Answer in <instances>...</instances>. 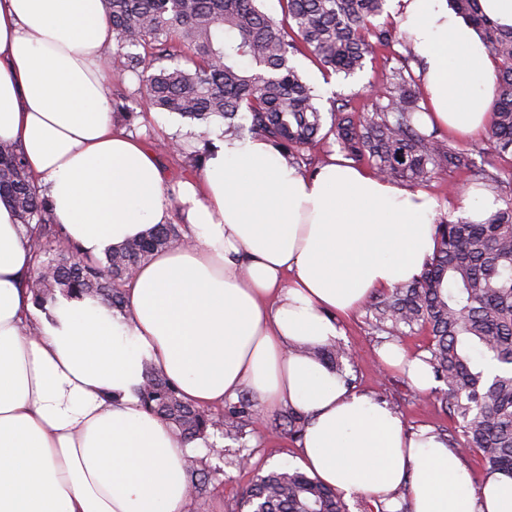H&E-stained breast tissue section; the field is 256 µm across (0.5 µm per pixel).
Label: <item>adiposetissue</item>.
<instances>
[{"instance_id":"1","label":"adipose tissue","mask_w":512,"mask_h":512,"mask_svg":"<svg viewBox=\"0 0 512 512\" xmlns=\"http://www.w3.org/2000/svg\"><path fill=\"white\" fill-rule=\"evenodd\" d=\"M423 61L434 122L484 131L497 64L448 0H392ZM103 0H0V141L20 146L52 223L82 257L169 223L164 171L112 120ZM185 242L131 279L124 311L40 308L35 254L0 203V512H190L185 440L147 410L154 366L205 410L250 394L301 415L298 461L343 498L413 512H512L431 429L347 385L312 350L336 318L411 279L435 249L437 196L335 155L305 174L260 137L216 141L181 183Z\"/></svg>"}]
</instances>
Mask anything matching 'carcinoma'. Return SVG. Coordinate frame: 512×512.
Listing matches in <instances>:
<instances>
[{
	"label": "carcinoma",
	"instance_id": "carcinoma-1",
	"mask_svg": "<svg viewBox=\"0 0 512 512\" xmlns=\"http://www.w3.org/2000/svg\"><path fill=\"white\" fill-rule=\"evenodd\" d=\"M103 2L115 34L114 58L145 83L154 110L220 119L224 134L264 138L293 160L331 139L347 158L370 163L392 181L420 185L445 169L465 174L475 186L512 179L511 170L492 172L420 128L415 116L422 92L410 54L390 70L370 111L358 113L346 99L323 109L291 57L306 54L346 77L362 71L395 39L392 28L377 23L386 0H279L280 19L264 12L261 0ZM450 5L499 60L488 132L498 154L512 155V29H500L480 0ZM0 201L30 226L40 307L60 297L89 298L121 311L130 271L182 239L178 225L158 224L109 248L102 261L61 244L47 254L44 243L56 238L49 203L31 187L20 148L7 142H0ZM367 313L375 329L393 338L428 336L422 360L446 385L434 394L455 422L448 447L480 453L488 475H512V197L482 222L438 224L432 257L411 280L376 296ZM318 355L340 373L351 360L339 344ZM140 394L150 412L189 441L211 426L156 368H145ZM250 419L249 404L231 407L224 435L238 436ZM237 503L241 510L261 505L266 512H346L334 489L297 468L257 477Z\"/></svg>",
	"mask_w": 512,
	"mask_h": 512
}]
</instances>
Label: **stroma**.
<instances>
[{
	"mask_svg": "<svg viewBox=\"0 0 512 512\" xmlns=\"http://www.w3.org/2000/svg\"><path fill=\"white\" fill-rule=\"evenodd\" d=\"M406 49L394 42L384 50L382 57L367 63L354 77L327 73L312 58L296 55L294 62L304 79L314 87L323 101L347 99L358 109H367L374 91L381 88L385 68L397 66L399 55ZM110 87H118L128 97L130 114L117 115L116 120L127 132L156 148L157 156L167 177V192L176 196L180 182L195 175L197 155L207 154L216 140L223 137L221 122H191L178 115L157 112L144 104L145 86L136 76L121 72L119 65L106 68ZM344 334L341 338L353 359L346 369L356 388L382 398L400 413L406 427H431L447 434L454 422L439 403L426 398L407 376L398 369L384 367L379 357L382 336L374 332L365 312H358L341 320ZM253 417L243 439L225 436L223 428L209 430L193 449V480L201 491L191 501V512H237L235 500L255 475L276 467L296 464L297 442L288 432L287 411L283 408L265 410L259 402H252ZM248 448L251 459L248 466L236 465V455Z\"/></svg>",
	"mask_w": 512,
	"mask_h": 512,
	"instance_id": "35a3bbf8",
	"label": "stroma"
}]
</instances>
